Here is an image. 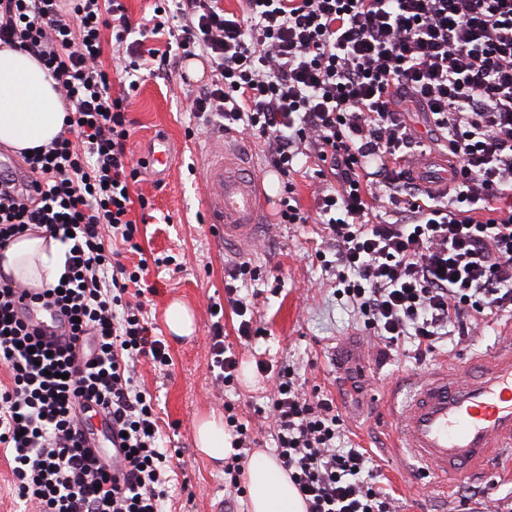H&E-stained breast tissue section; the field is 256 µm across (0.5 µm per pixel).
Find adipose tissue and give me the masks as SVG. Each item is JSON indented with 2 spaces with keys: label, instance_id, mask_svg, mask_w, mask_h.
<instances>
[{
  "label": "adipose tissue",
  "instance_id": "ef3b65f1",
  "mask_svg": "<svg viewBox=\"0 0 512 512\" xmlns=\"http://www.w3.org/2000/svg\"><path fill=\"white\" fill-rule=\"evenodd\" d=\"M63 99L42 65L27 53L0 48V144L16 151L49 144L61 131ZM65 245L49 233L28 232L0 254V271L28 288L57 283L65 271ZM203 459L221 462L234 453L232 437L218 413L195 423ZM250 512H306L287 474L263 450L252 453L246 470Z\"/></svg>",
  "mask_w": 512,
  "mask_h": 512
}]
</instances>
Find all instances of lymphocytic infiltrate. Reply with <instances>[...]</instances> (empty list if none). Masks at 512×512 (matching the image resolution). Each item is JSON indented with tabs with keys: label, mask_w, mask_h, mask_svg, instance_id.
Masks as SVG:
<instances>
[{
	"label": "lymphocytic infiltrate",
	"mask_w": 512,
	"mask_h": 512,
	"mask_svg": "<svg viewBox=\"0 0 512 512\" xmlns=\"http://www.w3.org/2000/svg\"><path fill=\"white\" fill-rule=\"evenodd\" d=\"M0 0V46L26 52L54 80L68 108L65 128L25 163L32 200L0 174V249L36 228L67 244L62 282L35 303L58 311L75 351L41 340L22 318L20 286L0 280V448L9 450L20 499L38 512H164L171 451L152 395L134 365H168L164 342L145 322L141 252L132 183L144 166L126 144L125 103L140 71L203 59L210 82L190 110L225 133L263 139L281 176L298 156L317 160L326 180L317 208L342 294L385 350L402 343L424 361L466 315L512 307V0H245L246 18L219 0H161L152 34L178 51L127 45V87L104 70L101 32L129 31L121 0ZM446 132L455 159L444 196L417 183L421 154L406 125L408 106ZM395 202L392 220L372 221L378 191ZM100 410L119 439L112 470L88 448L79 412ZM265 413L274 458L306 512H396L377 485L371 457L347 448L333 397L308 394L282 365ZM224 425L236 453L224 463L225 505L245 497L246 451L256 444L233 405Z\"/></svg>",
	"instance_id": "1"
}]
</instances>
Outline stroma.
<instances>
[{
	"mask_svg": "<svg viewBox=\"0 0 512 512\" xmlns=\"http://www.w3.org/2000/svg\"><path fill=\"white\" fill-rule=\"evenodd\" d=\"M187 90L177 70L160 69L144 75L127 102L133 129L128 147L134 159L144 158L156 133L166 134L176 148L165 184H157L147 171L134 187L151 200L153 209L147 219L140 209H133L132 219L141 224L143 253L125 258L129 267L143 256L176 259L175 265L150 270L142 297L145 317L167 346L172 363L159 370L143 359L135 368L138 385L157 398L164 434L181 452L166 512H218L224 500L223 468L207 463L195 447L194 422L199 416L223 412L225 404H234L259 438L260 448L269 446L268 422L256 412L271 390L266 376L257 375L252 385L240 381L235 388L224 389L215 385L209 370L211 306L224 301V270L237 258L250 260L257 270L256 277L243 286L256 292L266 330L253 348H244L237 335L239 318L232 308H225L224 342L234 348L241 368L255 369L261 358L272 364L284 362L293 365L307 392L331 394L348 422L351 444L369 450L377 482L393 495L397 512H455L464 495L482 503L485 512H512V474L491 465L475 479L448 489L425 485L412 464L403 462L391 427L395 405L420 374L477 359L486 350L511 342L512 314L503 312L452 327L447 341L422 363L415 362L407 350L383 356L372 331L336 291L335 271L328 266L335 255L322 225L313 221L325 182L311 162L293 176L294 197L307 223L267 224L236 254L225 253L207 222V161L214 146L223 141L243 150L256 172L263 168L264 142L234 133L225 136L202 125L186 110ZM406 120L427 151L428 173L445 177L447 141L436 138L421 113H408ZM175 300L196 315L191 339L177 340L167 330L166 311ZM352 345L365 356L367 365L348 376L341 372V360Z\"/></svg>",
	"mask_w": 512,
	"mask_h": 512,
	"instance_id": "1",
	"label": "stroma"
}]
</instances>
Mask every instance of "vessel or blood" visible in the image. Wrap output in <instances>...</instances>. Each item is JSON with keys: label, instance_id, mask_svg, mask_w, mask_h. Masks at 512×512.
Segmentation results:
<instances>
[{"label": "vessel or blood", "instance_id": "1", "mask_svg": "<svg viewBox=\"0 0 512 512\" xmlns=\"http://www.w3.org/2000/svg\"><path fill=\"white\" fill-rule=\"evenodd\" d=\"M174 148L157 137L145 162L156 181L170 174ZM208 221L225 250L252 241L265 212L264 179L247 173L241 154L219 144L206 167ZM28 321L61 336L51 310L26 305ZM398 437L444 486L459 483L503 454L512 455V346L423 375L404 403Z\"/></svg>", "mask_w": 512, "mask_h": 512}]
</instances>
